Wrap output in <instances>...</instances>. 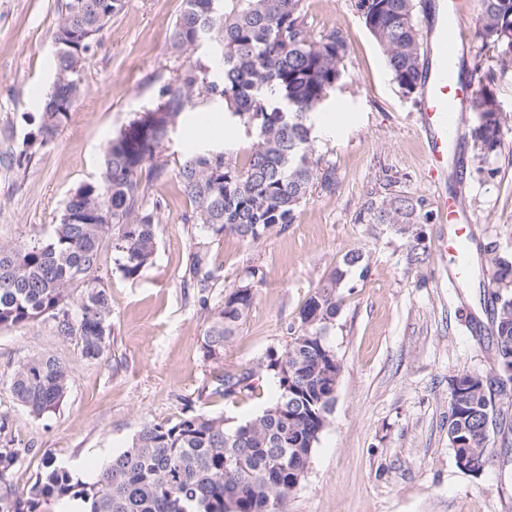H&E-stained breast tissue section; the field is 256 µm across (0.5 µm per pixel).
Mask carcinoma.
<instances>
[{"instance_id":"cac0c4a2","label":"carcinoma","mask_w":512,"mask_h":512,"mask_svg":"<svg viewBox=\"0 0 512 512\" xmlns=\"http://www.w3.org/2000/svg\"><path fill=\"white\" fill-rule=\"evenodd\" d=\"M477 38L497 50L502 67L512 65V0H481ZM127 0H61L52 33L53 78L41 111L30 117L34 134L6 158L18 168L32 148L52 144L84 92L85 59ZM364 26L381 49L392 79L409 96L421 87L423 48L417 0H356ZM172 52L202 49L210 59L188 63L164 85L159 102L135 113L105 147L99 177L76 189L50 234L27 244L0 246V329L54 320L62 336L78 338L81 355L99 358L112 336L109 294L101 284L99 252L112 239L117 270L134 280L154 261L159 214L150 182L165 169L156 162L168 126L198 100H219L229 124L255 132L242 163L221 151L190 153L175 179L192 205L189 221L219 236L256 241L278 225L296 221L312 192H333L336 169L316 154V112L346 75L348 45L334 28L314 37L305 0H184L171 34ZM494 75L479 82L468 126L473 156L486 164L502 153L507 115L493 104ZM148 169V181L140 175ZM428 198L407 196L385 184L356 213L358 224H412L405 232L406 260L428 257L422 226L431 223ZM489 289L494 353L486 373L463 372L448 381V442L455 456L479 463L492 457L490 429L512 402V377L497 400L480 379L512 365V253L489 245ZM359 250L320 281L288 326L289 343L271 349L254 365L219 375L212 393L230 400L252 392L255 381L274 382L270 404L256 415L229 424L222 415L187 413L175 421L148 423L130 446L95 473L74 479L52 453L28 486L16 487L9 473L26 449L11 435L12 421L0 416V512H39L49 500H82L88 512H288L290 493L305 477L325 431L342 372L327 335L338 316L352 269L363 265ZM193 285L213 279L207 253L188 254ZM248 269L210 316L202 341L206 358L219 361L243 325L264 283ZM70 367L53 355L20 362L7 389L14 401L41 418L63 402Z\"/></svg>"}]
</instances>
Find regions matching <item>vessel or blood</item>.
I'll return each instance as SVG.
<instances>
[{
	"label": "vessel or blood",
	"instance_id": "b4317fda",
	"mask_svg": "<svg viewBox=\"0 0 512 512\" xmlns=\"http://www.w3.org/2000/svg\"><path fill=\"white\" fill-rule=\"evenodd\" d=\"M427 32L428 72L421 97L420 129L427 143L426 168L435 188L434 203L438 212L455 224L452 238L444 242L445 252L459 260V273L469 266V217L458 200L448 195L444 184L448 178V157L458 134L462 114L474 97L473 87L457 74L459 44L467 35L464 21L471 0H439Z\"/></svg>",
	"mask_w": 512,
	"mask_h": 512
}]
</instances>
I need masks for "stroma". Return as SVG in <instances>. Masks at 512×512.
I'll use <instances>...</instances> for the list:
<instances>
[{"label": "stroma", "instance_id": "obj_1", "mask_svg": "<svg viewBox=\"0 0 512 512\" xmlns=\"http://www.w3.org/2000/svg\"><path fill=\"white\" fill-rule=\"evenodd\" d=\"M313 34L335 28L348 43L347 72L324 104L315 150L336 168L334 193L313 192L295 223L260 240L213 237L188 223L192 206L175 174L193 149L214 148L244 160L252 140L243 129L210 138L203 117L224 113L221 103L182 113L158 158L165 167L151 192L159 206L155 259L136 280L116 270L104 241L99 273L112 308V338L97 360L82 359L75 337L58 335L54 322L0 330V413L26 453L11 474L24 486L43 467L46 452L66 462L84 460L78 476L91 481L104 466L97 453L118 455L144 424L173 421L185 410L242 421L270 401L274 386L260 379L249 397L211 395L213 379L233 373L284 346L286 327L318 283L349 250L366 255L353 270L329 342L342 364L330 423L308 472L289 497L288 512H512V460L495 454L480 475L460 470L448 442V381L483 372L494 345L480 299L477 274L493 243L512 251V135L493 162L498 174L475 172L471 143L458 137L449 193L459 195L472 224L473 274L455 275L442 249L451 228L442 219L423 228L429 257L406 263V242L394 226L355 221L362 202L385 178L398 191L433 197L425 166L426 142L418 126L419 95H404L365 28L354 0H306ZM59 0H0V244L20 245L45 236L71 194L99 173L107 142L136 112L154 106L160 87L184 68L169 47L183 0H127L88 57L86 90L70 121L48 147L34 150L26 168L4 164L33 127L52 81V31ZM466 78L493 73L494 88L512 120V66L476 37L460 47ZM205 246L212 287L188 286L189 251ZM265 282L224 357H204L208 318L238 285L247 267ZM47 352L71 369L69 388L55 413L36 419L17 405L6 382L28 356Z\"/></svg>", "mask_w": 512, "mask_h": 512}]
</instances>
